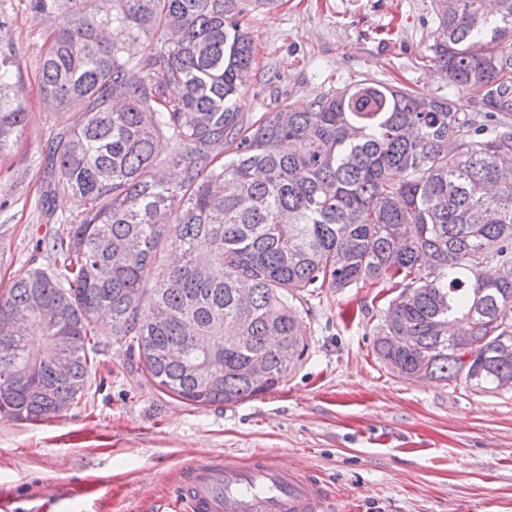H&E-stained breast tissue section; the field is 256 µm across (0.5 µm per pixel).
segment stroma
Listing matches in <instances>:
<instances>
[{
    "instance_id": "35a3bbf8",
    "label": "stroma",
    "mask_w": 512,
    "mask_h": 512,
    "mask_svg": "<svg viewBox=\"0 0 512 512\" xmlns=\"http://www.w3.org/2000/svg\"><path fill=\"white\" fill-rule=\"evenodd\" d=\"M55 21L29 0H0V49L17 56L27 125L0 156V293L34 267L35 249L78 206L52 194L46 147L77 112L44 102L37 62ZM255 68L242 112L374 79L448 96L467 92L424 65L436 30L433 0H284L251 13ZM392 291L325 289L309 297V354L264 396L197 407L161 393L136 357L109 344L94 357L91 388L47 421L0 418V505L8 512H177L176 471L188 459L282 451L287 463L334 486L327 512H512V390L480 391L464 379H410L374 351Z\"/></svg>"
}]
</instances>
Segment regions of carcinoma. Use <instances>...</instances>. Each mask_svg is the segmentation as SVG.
Instances as JSON below:
<instances>
[{
    "label": "carcinoma",
    "instance_id": "cac0c4a2",
    "mask_svg": "<svg viewBox=\"0 0 512 512\" xmlns=\"http://www.w3.org/2000/svg\"><path fill=\"white\" fill-rule=\"evenodd\" d=\"M435 0L429 58L475 112L362 80L239 108L244 19L283 0H30L58 20L44 96L80 120L49 145L76 224L0 294V413L46 421L88 389L99 319L141 376L196 406L282 386L322 288L390 282L375 349L410 378L512 379V0ZM117 26L124 42L105 37ZM20 64L0 51V153L22 135ZM165 139L169 152H155ZM37 336L41 348L30 350Z\"/></svg>",
    "mask_w": 512,
    "mask_h": 512
}]
</instances>
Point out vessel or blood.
I'll list each match as a JSON object with an SVG mask.
<instances>
[{
	"label": "vessel or blood",
	"instance_id": "1",
	"mask_svg": "<svg viewBox=\"0 0 512 512\" xmlns=\"http://www.w3.org/2000/svg\"><path fill=\"white\" fill-rule=\"evenodd\" d=\"M176 483L187 512H324L330 497L318 475L271 454L189 460Z\"/></svg>",
	"mask_w": 512,
	"mask_h": 512
}]
</instances>
